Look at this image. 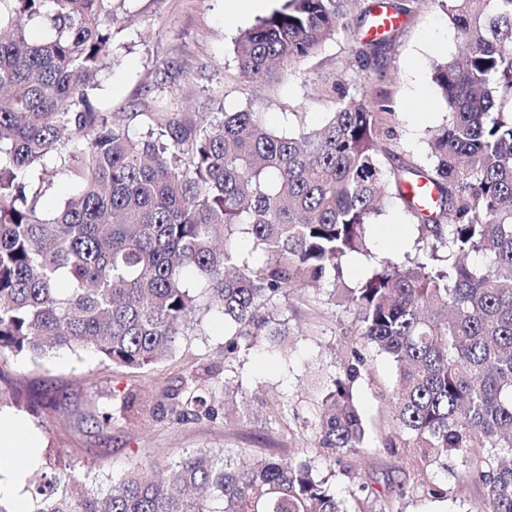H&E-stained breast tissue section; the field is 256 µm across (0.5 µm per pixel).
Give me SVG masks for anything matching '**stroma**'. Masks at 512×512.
<instances>
[{
  "instance_id": "stroma-1",
  "label": "stroma",
  "mask_w": 512,
  "mask_h": 512,
  "mask_svg": "<svg viewBox=\"0 0 512 512\" xmlns=\"http://www.w3.org/2000/svg\"><path fill=\"white\" fill-rule=\"evenodd\" d=\"M387 2L403 24L384 42L373 47L366 36L376 0H349L344 28L287 77L269 81L243 77L234 54L239 33L260 14L228 17L224 0H109L112 63L95 80L96 105L138 138L148 134L153 112L189 123L247 107L274 131L293 132L327 120L341 83L349 93L383 105L378 139L386 150L380 158L384 169L428 167L427 134L449 113L432 66L457 57V32L441 0ZM76 164L74 147H66L54 177L42 187V212L54 213L75 192L70 170ZM417 236L415 218L390 198L367 228L366 253L343 262L341 284L356 286L378 260L413 252ZM276 303L288 320L287 341L230 360L224 357L223 321L205 313L172 358L144 373L102 362L89 349L60 350L35 361L2 355L0 373L20 389L57 395L62 402L36 413L0 408V426L25 428L36 439L40 462L64 453L75 478L99 486L189 449L223 451L238 466L289 457L313 446L317 396L356 349L364 366L353 397L373 446L344 459L334 480L337 494L365 483L380 492L389 512H483V490L461 481L460 460L427 465L410 449L381 447V440L399 435L392 410L396 367L359 343L356 315L334 298L331 285L293 289ZM209 366L236 393L237 405L214 420H176L166 389ZM129 391L139 402L131 418L120 410V398ZM423 482L446 489L447 499L420 497L416 488Z\"/></svg>"
}]
</instances>
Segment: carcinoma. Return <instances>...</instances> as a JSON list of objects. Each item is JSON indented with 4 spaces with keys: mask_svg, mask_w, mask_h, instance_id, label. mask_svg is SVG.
I'll return each mask as SVG.
<instances>
[{
    "mask_svg": "<svg viewBox=\"0 0 512 512\" xmlns=\"http://www.w3.org/2000/svg\"><path fill=\"white\" fill-rule=\"evenodd\" d=\"M0 34V355L92 349L144 373L172 357L201 312L224 318V354L288 336L275 304L295 288L336 285L366 251L365 227L393 193L413 211L419 248L385 259L340 299L357 335L395 364L403 444L430 464L460 457L485 512H512V0H445L465 53L437 62L450 107L431 130L432 168L389 178L375 105L341 94L317 128L270 129L250 108L188 128L158 112L145 139L95 107L91 81L112 57L107 0H13ZM349 0H285L235 45L249 78L282 75L342 28ZM56 31L31 41L26 21ZM69 133L78 190L49 219L30 176L47 172ZM265 254L251 264L235 241ZM490 258L485 267L467 257ZM362 359L320 391L314 447L237 467L192 450L96 489L59 454L28 491L29 512H376L336 494L309 454L334 467L366 448L352 398ZM207 367L171 394L178 420L215 419L227 387Z\"/></svg>",
    "mask_w": 512,
    "mask_h": 512,
    "instance_id": "carcinoma-1",
    "label": "carcinoma"
}]
</instances>
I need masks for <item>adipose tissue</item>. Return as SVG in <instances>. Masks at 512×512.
<instances>
[{
    "label": "adipose tissue",
    "instance_id": "ef3b65f1",
    "mask_svg": "<svg viewBox=\"0 0 512 512\" xmlns=\"http://www.w3.org/2000/svg\"><path fill=\"white\" fill-rule=\"evenodd\" d=\"M0 443L16 445L13 454L0 456V496L15 504L17 512H27L22 489L35 463V439L23 428L0 433Z\"/></svg>",
    "mask_w": 512,
    "mask_h": 512
}]
</instances>
